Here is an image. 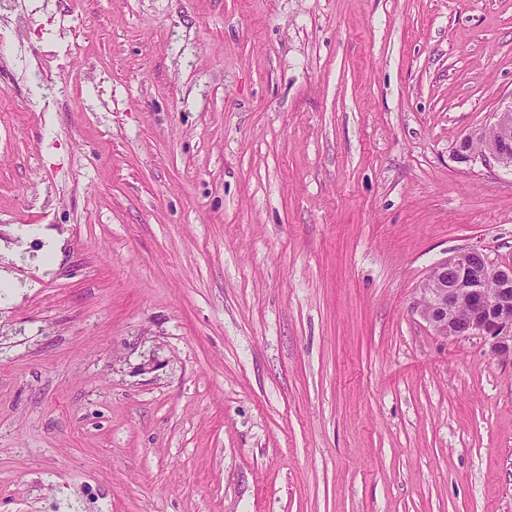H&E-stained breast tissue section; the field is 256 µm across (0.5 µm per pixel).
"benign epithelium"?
I'll use <instances>...</instances> for the list:
<instances>
[{"label":"benign epithelium","instance_id":"1","mask_svg":"<svg viewBox=\"0 0 512 512\" xmlns=\"http://www.w3.org/2000/svg\"><path fill=\"white\" fill-rule=\"evenodd\" d=\"M490 131L499 137H485ZM477 155L512 170V103L458 141V161ZM415 308L439 336L490 338L494 354H512V263L496 265L477 247L455 252L430 268Z\"/></svg>","mask_w":512,"mask_h":512}]
</instances>
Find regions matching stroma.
I'll return each instance as SVG.
<instances>
[{"instance_id":"obj_1","label":"stroma","mask_w":512,"mask_h":512,"mask_svg":"<svg viewBox=\"0 0 512 512\" xmlns=\"http://www.w3.org/2000/svg\"><path fill=\"white\" fill-rule=\"evenodd\" d=\"M0 512H512V0H0ZM57 250L44 257L47 240ZM489 131L499 133L498 138H484L479 150L474 143ZM489 132L488 136H491ZM481 157L485 162L493 160L499 166L512 170V102L494 113L493 122L488 126L463 136L456 145L455 157L459 162L468 163ZM416 310L438 336L493 340L495 355L512 354V263H492L471 247L430 268Z\"/></svg>"}]
</instances>
